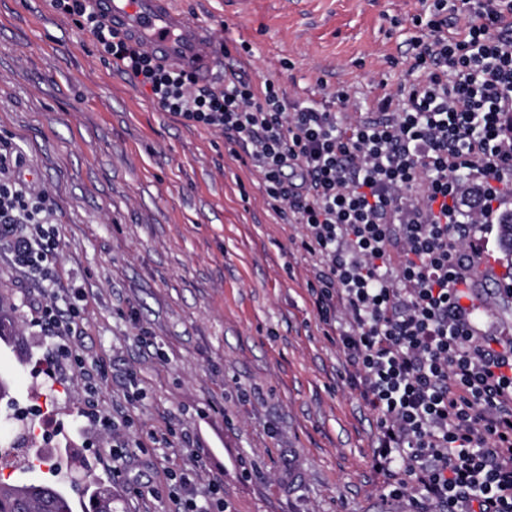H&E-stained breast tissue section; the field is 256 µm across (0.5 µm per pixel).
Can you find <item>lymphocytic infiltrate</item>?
<instances>
[{
  "mask_svg": "<svg viewBox=\"0 0 512 512\" xmlns=\"http://www.w3.org/2000/svg\"><path fill=\"white\" fill-rule=\"evenodd\" d=\"M90 28L122 73L183 124L222 132L261 177L271 209L300 225L316 259L319 321L377 415L375 467L415 512H512V334L475 305L478 234L512 211V0H431L414 26L413 82L376 112L288 101L234 64L213 82L171 69L100 20ZM0 153V248L50 281L56 255L43 190ZM178 512H226L175 476Z\"/></svg>",
  "mask_w": 512,
  "mask_h": 512,
  "instance_id": "lymphocytic-infiltrate-1",
  "label": "lymphocytic infiltrate"
}]
</instances>
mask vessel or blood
<instances>
[{
  "instance_id": "1",
  "label": "vessel or blood",
  "mask_w": 512,
  "mask_h": 512,
  "mask_svg": "<svg viewBox=\"0 0 512 512\" xmlns=\"http://www.w3.org/2000/svg\"><path fill=\"white\" fill-rule=\"evenodd\" d=\"M174 0H92L96 13L113 28L174 69L210 73L216 65L213 40L201 21L173 6Z\"/></svg>"
}]
</instances>
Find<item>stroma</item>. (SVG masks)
<instances>
[{
  "label": "stroma",
  "instance_id": "35a3bbf8",
  "mask_svg": "<svg viewBox=\"0 0 512 512\" xmlns=\"http://www.w3.org/2000/svg\"><path fill=\"white\" fill-rule=\"evenodd\" d=\"M215 42L249 44L237 67L288 100L347 92L363 112L407 77L420 0H176ZM52 202L56 268L38 284L0 253V301L17 336L0 340V433L9 405L43 408L33 450L54 466L0 470L58 486L82 512L96 484L114 512H176L169 473L195 470L198 494L228 512H410L373 467L377 418L318 320L301 228L266 203L259 175L221 132L189 127L133 86L93 34L53 0H0V138ZM82 292L70 342L87 375L57 361L36 307ZM97 404L124 419L134 460L88 426ZM157 496L137 493L135 473Z\"/></svg>",
  "mask_w": 512,
  "mask_h": 512
}]
</instances>
